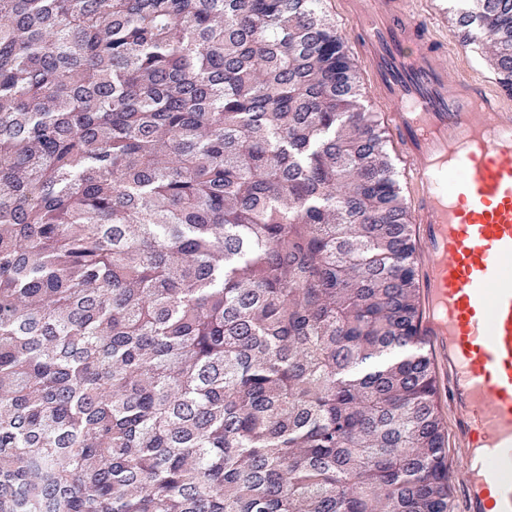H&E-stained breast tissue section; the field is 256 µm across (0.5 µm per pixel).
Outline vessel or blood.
Segmentation results:
<instances>
[{
  "label": "vessel or blood",
  "mask_w": 512,
  "mask_h": 512,
  "mask_svg": "<svg viewBox=\"0 0 512 512\" xmlns=\"http://www.w3.org/2000/svg\"><path fill=\"white\" fill-rule=\"evenodd\" d=\"M407 172L419 335L448 380L467 512H512V97L447 58L419 0H340Z\"/></svg>",
  "instance_id": "vessel-or-blood-1"
}]
</instances>
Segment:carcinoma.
<instances>
[{"label":"carcinoma","mask_w":512,"mask_h":512,"mask_svg":"<svg viewBox=\"0 0 512 512\" xmlns=\"http://www.w3.org/2000/svg\"><path fill=\"white\" fill-rule=\"evenodd\" d=\"M361 97L322 0H0V512H453Z\"/></svg>","instance_id":"carcinoma-1"}]
</instances>
